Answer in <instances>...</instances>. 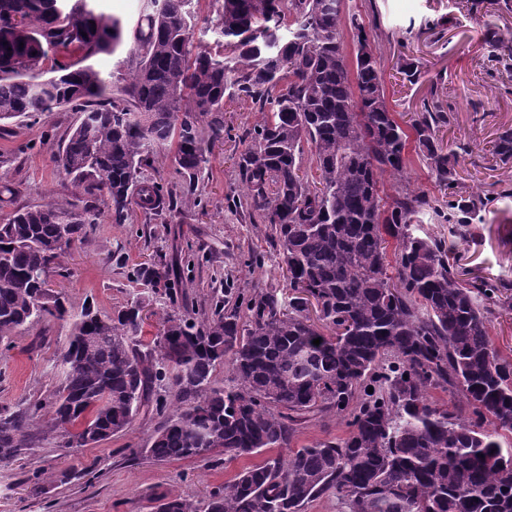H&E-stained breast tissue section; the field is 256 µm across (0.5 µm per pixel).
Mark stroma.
Listing matches in <instances>:
<instances>
[{
	"mask_svg": "<svg viewBox=\"0 0 512 512\" xmlns=\"http://www.w3.org/2000/svg\"><path fill=\"white\" fill-rule=\"evenodd\" d=\"M469 6V0L342 2L344 15L356 14L371 24L393 111H415L430 80L441 81L439 91L454 113L444 138L470 147L461 160L460 182L484 201L481 222L470 225L466 239H448V254L472 275L508 283L503 306L490 317V336L499 353L512 356V162L500 163L492 154L501 129L512 128V71L490 69L484 19ZM440 17L445 26L430 28V21ZM401 54L424 64L419 83L399 80L394 65ZM75 118V112L59 109L20 118L10 135L0 137V218L51 200L88 202L99 213L86 240L51 275L53 289L63 292L73 309L90 303L109 313L136 301L152 311L169 306L164 293L131 278L141 262L173 266L171 285L183 289L187 309L206 308L213 288L223 283L287 296V274L264 225L245 222L228 204L241 192L235 160L242 133L261 118L250 103L224 104V137L211 146L202 208L160 221L136 208L128 224L112 223L102 198L87 199L61 173L58 147ZM69 333V322L55 321L0 340V411H23L49 399L61 384L58 357ZM161 421L153 412L140 415L128 431L83 448L36 433L30 448L0 465V512H151L154 493L198 501L223 488L241 468V461L228 463L220 455L162 462L143 455ZM348 432L345 419L320 414L297 429L290 445L300 448ZM34 468L46 474L36 496L27 482ZM64 472L69 480H61Z\"/></svg>",
	"mask_w": 512,
	"mask_h": 512,
	"instance_id": "35a3bbf8",
	"label": "stroma"
}]
</instances>
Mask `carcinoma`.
I'll use <instances>...</instances> for the list:
<instances>
[{"label": "carcinoma", "instance_id": "1", "mask_svg": "<svg viewBox=\"0 0 512 512\" xmlns=\"http://www.w3.org/2000/svg\"><path fill=\"white\" fill-rule=\"evenodd\" d=\"M192 2L148 0L116 71L104 76L88 60L115 52L123 25L103 0H0V130L56 108L79 112L59 166L74 187L104 193L111 222L125 224L135 205L156 217L200 205L209 145L224 135V99L252 103L263 117L236 158L244 191L232 203L266 225L294 296L285 303L262 288H224L201 321L162 312L147 341L141 305L110 314L86 305L75 315L47 288L97 223L91 208L16 209L0 220V339L42 322L72 326L52 415L0 412V464L17 459L35 430L75 448L110 439L152 400L164 419L145 453L158 461L230 463L281 448L296 426L333 412L347 420L346 437L245 466L203 500L157 494L152 512H305L324 495L348 512H512V357L489 335L507 284L462 278L445 237L416 227L426 215L463 233L483 207L459 188L468 149L440 138L452 109L438 85L400 123L377 47L362 18L343 17L342 0H214L216 16L204 23L218 50L196 53ZM486 29L488 61L512 69V30L492 14ZM64 52L79 62H60ZM396 68L419 81L413 59L398 58ZM410 145L448 191L447 206L405 180ZM160 148L171 150L179 194L141 180ZM494 153L512 161V129ZM385 172L397 180L391 195L380 188ZM172 275L163 263L132 268L155 292ZM221 366L231 373L225 387L214 385ZM438 388L452 405L430 401ZM172 389L185 404L169 412L162 393Z\"/></svg>", "mask_w": 512, "mask_h": 512}]
</instances>
